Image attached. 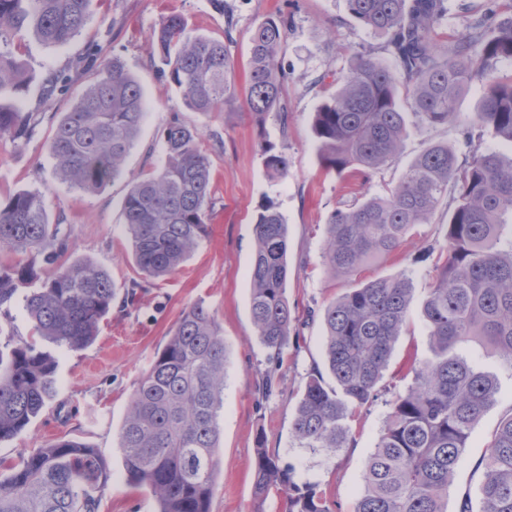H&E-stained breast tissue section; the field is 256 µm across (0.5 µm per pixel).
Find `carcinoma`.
<instances>
[{
    "label": "carcinoma",
    "instance_id": "carcinoma-1",
    "mask_svg": "<svg viewBox=\"0 0 512 512\" xmlns=\"http://www.w3.org/2000/svg\"><path fill=\"white\" fill-rule=\"evenodd\" d=\"M350 14L386 37L395 69L355 58L343 84L314 112L312 129L324 170L368 175L400 153L407 114L423 127L456 120L459 100L475 80L483 85L476 122L466 133L464 158L436 143L414 158L387 194L363 196L334 211L326 226L323 264L334 275L396 253L409 231L428 224L439 208L448 215L423 304L432 357L412 367V381L389 403L384 425L362 474L356 512H446L448 489L472 429L498 395L496 378L458 354L475 343L496 352L512 370V159L481 147L484 131L512 144V75L498 65L512 60V0H485L467 34L440 43L434 32L446 0H347ZM94 0H0V137L29 143L43 120L1 101L22 95L33 75L17 57L25 34L61 46L89 22ZM288 18H268L252 36L247 103L261 123L279 108L285 74L278 58ZM161 73L194 112H222L237 98L224 42L193 35L172 14L155 35ZM92 83L57 121L49 144L57 179L94 193L123 176L122 163L146 118L139 83L117 58L96 66ZM60 71L43 80L44 102L68 89ZM410 101V111L401 105ZM200 132L173 116L163 132L165 159L134 182L124 199V229L143 280L175 272L208 234L210 169ZM268 174L281 178L288 159L261 143ZM250 307L260 344L277 363L288 347L293 318L286 296L288 234L283 216L266 206L255 222ZM70 233L52 223L45 193L22 190L0 201V248L32 253L26 264L0 265V307L24 295L34 336L12 348L0 366V442L20 434L58 392L56 361L37 345L43 338L69 351L86 348L112 310L116 288L91 262L62 265ZM412 277L407 270L347 289L323 310L324 353L336 387L321 372L307 377L295 409L294 439L302 448L334 452L347 444L346 419L379 391L393 346L406 322ZM226 346L220 324L203 304L186 308L164 347L133 392L120 429L126 482L145 485L158 512H210L220 463L219 419L224 409ZM253 468L255 512L274 493L286 512H331L318 485L283 465L259 433ZM484 480L478 510L512 512V415L503 419L480 460ZM111 475L97 452L59 438L16 465L0 461V512H99Z\"/></svg>",
    "mask_w": 512,
    "mask_h": 512
}]
</instances>
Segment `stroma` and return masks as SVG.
Masks as SVG:
<instances>
[{
  "label": "stroma",
  "instance_id": "1",
  "mask_svg": "<svg viewBox=\"0 0 512 512\" xmlns=\"http://www.w3.org/2000/svg\"><path fill=\"white\" fill-rule=\"evenodd\" d=\"M483 9L484 0H448V13L435 28L437 40L444 42L465 32L469 21ZM281 13L289 22L279 51L286 73L283 109L269 113L259 126L248 112L244 96L251 36L260 22ZM172 14L181 15L194 33L226 44L239 91L226 111H191L181 92L161 76L154 36L162 19ZM385 44L383 36L350 16L346 0H222L218 5L213 0H97L88 24L65 45L47 46L33 35H25L18 57L34 80L27 92L14 100L16 109L68 111L92 80L91 74L76 72L75 67L93 47L99 60L115 56L122 60L143 89L147 116L125 159L123 177L94 193L55 178L54 160L48 152L54 120H44L26 146L0 138V198L22 190L44 192L51 222L70 230L65 262L89 261L103 267L119 295L101 321L95 341L86 349L68 351L40 342V349L57 362V395L22 433L0 442V458L18 462L59 438L84 444L96 449L111 473L99 512H157L150 488L134 487L125 480L120 428L132 393L182 312L200 303L214 313L227 349L221 464L211 512H253L251 474L255 437L260 431L267 436V448L278 453L282 462L300 468L317 483L332 512H355L364 462L384 425L386 402L410 383L411 367L431 355L422 307L432 263L421 260L420 255L424 247L443 240L447 216L437 212L430 223L409 232L395 255L347 278L333 276L323 264L326 224L335 210L346 208L361 193L384 194L430 144L445 143L466 152L462 130L473 123L483 92L480 83L468 87L453 124L421 129L408 126L401 154L379 173L370 177L356 171L341 176L325 173L312 131L313 114L340 86L354 53L392 65ZM63 69L74 74L69 91L44 105L42 79ZM174 116L202 133L200 149L211 170L209 233L177 271L145 282L133 303L126 305L121 297L138 273L123 228V201L133 180L161 165L163 131ZM264 141L287 157V177L269 176L260 150ZM265 205L279 211L288 226L286 295L297 332L275 371L256 338L250 313L255 220ZM405 268L413 272L410 314L380 382L379 400L348 419L347 447L333 453L299 447L291 428L300 391L311 370L326 368L324 307L361 281ZM461 352L496 376L499 393L472 430L448 490V512H459L463 495H477L484 479L477 462L500 421L512 415V373L502 369L497 354L476 344L462 347ZM270 371L277 387L266 398L259 387Z\"/></svg>",
  "mask_w": 512,
  "mask_h": 512
}]
</instances>
